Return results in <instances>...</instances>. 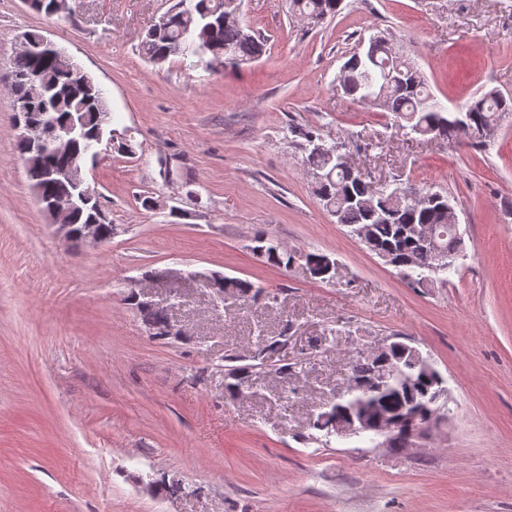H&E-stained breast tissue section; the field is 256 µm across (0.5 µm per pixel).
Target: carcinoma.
Wrapping results in <instances>:
<instances>
[{
	"label": "carcinoma",
	"mask_w": 512,
	"mask_h": 512,
	"mask_svg": "<svg viewBox=\"0 0 512 512\" xmlns=\"http://www.w3.org/2000/svg\"><path fill=\"white\" fill-rule=\"evenodd\" d=\"M343 0H290V9L319 26L333 18ZM139 51L154 66H163L172 57H196L211 69H234L258 58L264 52L263 38L240 19V4L231 0H176L163 16L151 25L141 41ZM24 69L40 73L41 84L30 92L31 119L65 126L72 119L82 121L86 138L93 136L99 122L108 111L99 89L89 94L76 87L77 80L44 51L37 50L21 60ZM344 93L384 112H390L402 122V128L420 136H432L456 143L465 134L463 126L472 128L468 142L484 147L495 139L501 117L512 112V96L489 90L481 96L449 110L435 98L423 74L413 59L393 49L385 36L373 35L368 43L349 55L338 78ZM288 133L302 139L298 143L302 162L311 173L313 188L323 207L336 218V223L349 228L371 252L390 256L386 263L412 288H429L449 282V275L459 271L457 261L464 257L463 240L458 225L448 221L450 197L434 201L435 191L413 184L397 186L374 196L370 184L360 174L341 165L346 144L336 143L321 151L311 143L320 140L313 130L288 127ZM29 185L38 188L47 200L66 198L75 192L66 181L47 176L52 167L67 163L66 148L48 146L35 151L17 142ZM272 266L286 270L298 266L312 278L330 281L324 275L330 257L319 252L306 254L285 251L277 244L267 246L258 254ZM214 293L235 294L240 298L265 296L276 300L275 294L254 288L246 280L223 277L211 283ZM149 325L161 329L157 337H169L167 309L163 306L146 308ZM388 351L356 353L349 361L350 378L355 385L336 399L325 403L312 417L309 439L327 447L333 433L336 413L351 410L364 412L372 418L385 414L396 416L406 409L420 414L418 424L428 425V416L447 406V389L434 363L421 359L404 348L405 342L389 338ZM224 360V395L236 399L253 388L257 375L255 363L228 354ZM301 363H283L276 376L285 386L283 398H288L286 386L298 374Z\"/></svg>",
	"instance_id": "carcinoma-1"
}]
</instances>
